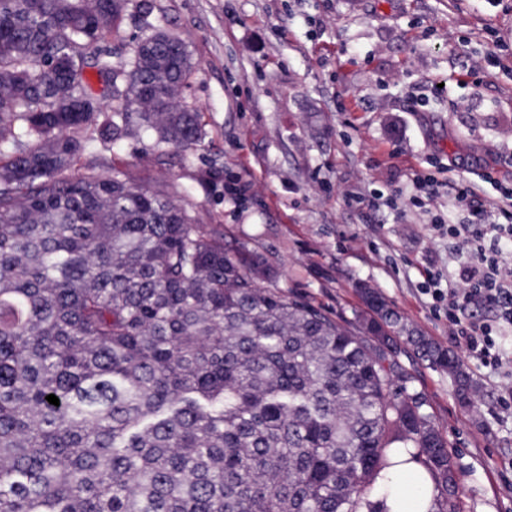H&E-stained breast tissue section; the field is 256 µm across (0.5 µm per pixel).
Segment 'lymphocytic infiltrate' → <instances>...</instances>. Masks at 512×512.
I'll return each instance as SVG.
<instances>
[{"mask_svg": "<svg viewBox=\"0 0 512 512\" xmlns=\"http://www.w3.org/2000/svg\"><path fill=\"white\" fill-rule=\"evenodd\" d=\"M425 184L430 194L468 202L470 219L448 227L459 248L456 270L445 278L426 271L420 292L444 313L465 357L494 370L512 367V188H503L505 203L491 212L474 203L470 183L430 177Z\"/></svg>", "mask_w": 512, "mask_h": 512, "instance_id": "lymphocytic-infiltrate-1", "label": "lymphocytic infiltrate"}]
</instances>
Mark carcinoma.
<instances>
[{
  "label": "carcinoma",
  "instance_id": "cac0c4a2",
  "mask_svg": "<svg viewBox=\"0 0 512 512\" xmlns=\"http://www.w3.org/2000/svg\"><path fill=\"white\" fill-rule=\"evenodd\" d=\"M130 7L146 33L118 66L101 43ZM154 8L0 0V512H381L394 448L423 458L429 512H459L396 339L468 407L458 355L373 288L348 320L263 287L268 259L203 235L188 195L70 173L93 128L202 140L190 51Z\"/></svg>",
  "mask_w": 512,
  "mask_h": 512
}]
</instances>
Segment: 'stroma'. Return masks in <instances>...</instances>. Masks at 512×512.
Listing matches in <instances>:
<instances>
[{
	"instance_id": "obj_1",
	"label": "stroma",
	"mask_w": 512,
	"mask_h": 512,
	"mask_svg": "<svg viewBox=\"0 0 512 512\" xmlns=\"http://www.w3.org/2000/svg\"><path fill=\"white\" fill-rule=\"evenodd\" d=\"M154 3V25L192 55L181 100L201 112L206 136L166 154L146 136L97 138L79 167L190 196L201 232L265 254L281 294L348 318L365 284L448 346L446 320L418 288L427 265L455 268L447 227L467 222L468 206L428 197L414 178L470 180L486 206L512 185V0ZM487 167L496 182L481 178ZM209 170L215 180L201 185ZM464 366L471 406L424 365L412 364V386L457 463L460 512H512V408L485 369Z\"/></svg>"
}]
</instances>
